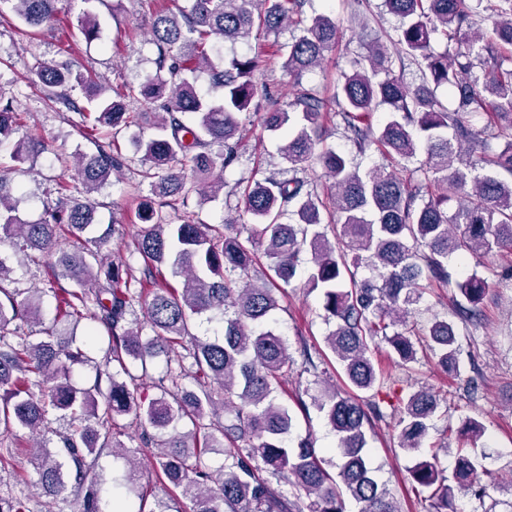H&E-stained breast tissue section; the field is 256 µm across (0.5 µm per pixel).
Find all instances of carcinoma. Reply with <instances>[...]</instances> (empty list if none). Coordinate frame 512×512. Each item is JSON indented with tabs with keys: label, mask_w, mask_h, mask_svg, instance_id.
I'll return each instance as SVG.
<instances>
[{
	"label": "carcinoma",
	"mask_w": 512,
	"mask_h": 512,
	"mask_svg": "<svg viewBox=\"0 0 512 512\" xmlns=\"http://www.w3.org/2000/svg\"><path fill=\"white\" fill-rule=\"evenodd\" d=\"M304 4L185 0L173 10L159 3L149 32L157 50L155 71L122 93H110L69 58L38 69L35 84L43 96L78 113L79 128L130 132L147 192L160 200L159 208L147 206L140 213L135 251L144 266L137 279L128 265L103 253L119 231L115 222L75 249L62 242L64 235L78 238L94 226L91 194L122 165L112 141L96 138L95 152L73 157L75 178L55 179L34 222L20 216L11 183L0 175V238L47 269V290L57 301V321L47 326L41 320L42 289L0 287V433L26 430L42 437L49 416L69 415L70 428L58 434L56 450L39 441L32 455L47 504L69 499L75 512H102L101 482L92 469L110 446L112 455L124 457L112 429L117 418L131 415L142 434L156 440L158 481L180 491L193 504L191 512H346L347 497L359 505L358 512H401L370 464L367 433L371 417H383V402L397 418L399 447L413 455L426 452L410 477L426 494L429 512H455L456 494L484 497L496 488L494 481L479 477L477 449H457L448 475L440 466L448 443L423 449L439 409L433 390L395 392L365 405L359 393L380 390L386 381L373 359L376 337L385 338L402 365L417 360L416 344L401 327L420 303L421 281L429 287L448 284L453 255H512V69L503 67V53L512 51V0L487 2L490 35L472 0H382L384 11L399 20L396 38L367 44L363 61L341 73L330 96L305 87L303 79L323 67L342 32L331 15L306 19ZM67 5L66 0H0V16L9 13L27 28L52 30ZM287 25L298 31L282 62L293 99L282 106L268 98L273 111L266 113L265 128L286 135L280 154L288 176L242 189L243 213L253 220L245 241L229 219L203 224L188 213L181 223H169L163 209L178 211L193 194L202 202L219 197L224 169L237 160L239 115L268 93L256 80L260 60L242 55L226 61L223 46L247 43L255 33H278ZM76 26L86 40L97 38L95 15L78 14ZM438 43L444 44L441 52L434 49ZM406 58L420 73L416 84L396 73ZM203 74L221 96L200 94L197 81ZM77 86L93 111L71 98ZM441 87L453 93L452 105L438 97ZM129 99L154 109L152 135L138 130L143 113L128 111ZM379 108L390 118L375 131L369 118ZM487 110L496 136L504 140L492 156L467 120ZM24 120L13 101L0 97V146ZM332 121L361 153L378 151L404 162L424 154L419 178L407 181L384 168L360 171L325 144L326 124ZM47 151L41 137L26 135L10 152L12 171ZM315 165L329 180L326 196L307 176ZM453 197L460 202L450 212ZM329 227L338 230L334 242ZM260 248L267 266L257 283ZM305 256L310 258L306 287L321 293L326 317L334 322L325 343L346 387L326 381L308 405L303 396L309 388L298 386L295 401L324 415L337 436L334 461L320 456L307 437L289 446L294 417L277 395L295 359L269 320ZM361 266L373 276L356 280L354 269ZM168 274L183 278V286L174 287ZM456 287L464 299L457 315L477 318L485 279L473 273ZM139 305L145 308L144 328L131 320ZM213 313L222 315V338L191 336V318ZM82 319L92 322L88 341L101 331L108 336L99 362L58 330L61 321ZM189 336L192 348L175 354ZM426 347L438 366L459 370L454 322L434 318ZM161 355L167 361L160 394L149 398L128 364L145 372ZM187 358L192 359L188 368ZM83 365L92 366L94 378L78 387L72 372ZM187 379L194 387L185 384ZM186 424L192 429L179 430ZM211 448L224 449L218 470L204 460ZM125 466L124 487L145 500L135 463L128 459ZM0 512L30 510L21 497L0 496Z\"/></svg>",
	"instance_id": "cac0c4a2"
}]
</instances>
